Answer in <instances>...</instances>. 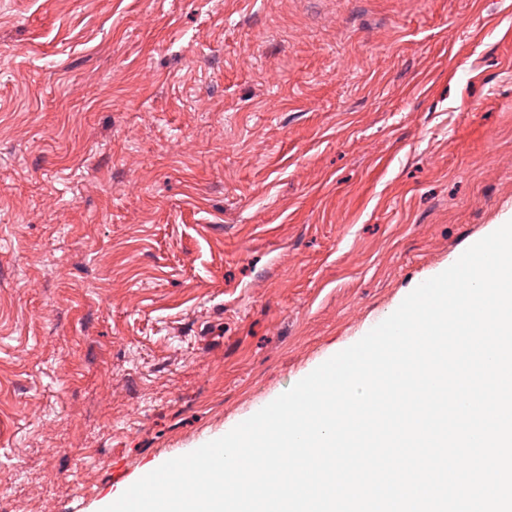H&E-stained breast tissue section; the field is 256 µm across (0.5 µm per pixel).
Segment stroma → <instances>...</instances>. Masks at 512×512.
<instances>
[{"mask_svg":"<svg viewBox=\"0 0 512 512\" xmlns=\"http://www.w3.org/2000/svg\"><path fill=\"white\" fill-rule=\"evenodd\" d=\"M512 220V0H0V512H101Z\"/></svg>","mask_w":512,"mask_h":512,"instance_id":"obj_1","label":"stroma"}]
</instances>
